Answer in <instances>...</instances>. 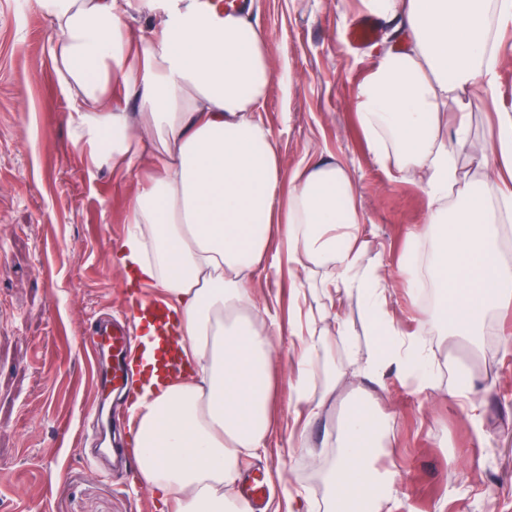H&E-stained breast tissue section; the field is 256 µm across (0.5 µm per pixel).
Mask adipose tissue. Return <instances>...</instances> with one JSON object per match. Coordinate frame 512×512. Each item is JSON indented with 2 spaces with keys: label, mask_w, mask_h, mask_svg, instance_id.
Segmentation results:
<instances>
[{
  "label": "adipose tissue",
  "mask_w": 512,
  "mask_h": 512,
  "mask_svg": "<svg viewBox=\"0 0 512 512\" xmlns=\"http://www.w3.org/2000/svg\"><path fill=\"white\" fill-rule=\"evenodd\" d=\"M61 38L51 48L70 94L75 140L91 168L152 174L131 197L134 229L117 263L128 280L162 290L177 325L173 343L188 372L162 378L150 339L136 354L135 457L139 477L174 512H253L236 486L245 456L271 429V370L278 318L257 304L269 262L324 271L322 288L356 301L373 335L359 369L371 380L396 370L436 387L421 337L390 318L387 275L367 259L365 226L346 165L303 158L284 173L260 106L273 79L271 49L250 11L227 14L179 0L160 33L132 36L130 0H39ZM392 24L360 84L355 111L376 162L424 181L429 207L414 242L429 250L436 302L425 324L478 348L490 313L512 307V113L495 117L489 141L473 140L468 92L493 94L497 34L512 0H367ZM494 155L493 180H464L462 152ZM305 327L291 383L298 416L312 423L339 379L331 344ZM383 422L370 400L347 403L332 433L307 449L331 455L322 471L329 502L381 512L392 477L378 467Z\"/></svg>",
  "instance_id": "obj_1"
}]
</instances>
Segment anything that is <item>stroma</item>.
Here are the masks:
<instances>
[{
	"mask_svg": "<svg viewBox=\"0 0 512 512\" xmlns=\"http://www.w3.org/2000/svg\"><path fill=\"white\" fill-rule=\"evenodd\" d=\"M248 2L271 46L275 79L261 112L283 170L314 154L349 167L368 228L364 249L388 275V309L405 333H416L424 303L409 295L403 264L428 197L419 175L379 166L358 125L354 99L372 58L346 32L366 16L363 0ZM57 38L36 0H0V469L11 474L0 484V512H169L134 462L98 457L93 438L78 427L80 410L103 398L78 345L93 315L122 314L132 297L114 251L130 230L128 201L144 173L118 183L109 170L89 171L49 54ZM498 44V100L470 93L478 141L489 139L492 114L512 112V27ZM258 296L284 328L268 446L242 461L243 476L259 472L266 483L255 512L270 503L279 512H324L323 466L311 463L305 445L321 440L341 400L363 393L386 420L380 464L396 475L384 512H512V310L490 317L474 360L481 426L446 393L447 355L465 349L435 329L424 345L444 369L442 385L423 392L393 373L373 383L335 349L343 369L336 397L298 435L289 385L299 347L287 326L291 281L262 274ZM308 305L325 310L318 324L324 334L334 335L342 319L360 347L370 345L356 302L335 306L317 290Z\"/></svg>",
	"mask_w": 512,
	"mask_h": 512,
	"instance_id": "35a3bbf8",
	"label": "stroma"
}]
</instances>
